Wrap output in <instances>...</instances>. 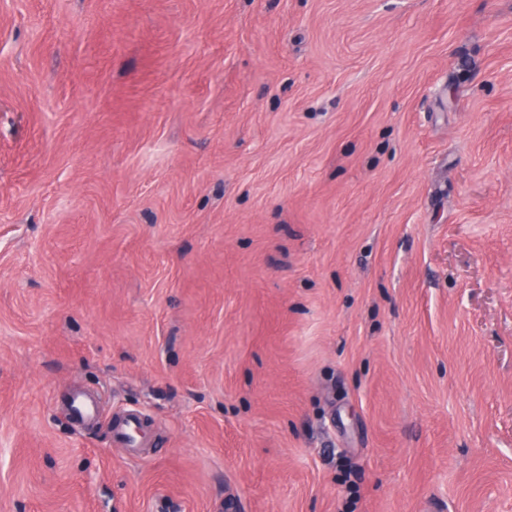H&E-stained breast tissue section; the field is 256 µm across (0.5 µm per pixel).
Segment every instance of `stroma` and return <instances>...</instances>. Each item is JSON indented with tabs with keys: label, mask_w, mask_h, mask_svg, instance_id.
Wrapping results in <instances>:
<instances>
[{
	"label": "stroma",
	"mask_w": 512,
	"mask_h": 512,
	"mask_svg": "<svg viewBox=\"0 0 512 512\" xmlns=\"http://www.w3.org/2000/svg\"><path fill=\"white\" fill-rule=\"evenodd\" d=\"M0 512H512V0H0ZM68 417L78 428L92 431L101 424L98 401L90 393L74 391L67 402ZM146 422L144 415L137 410H129L121 417L111 420L109 429L112 444L127 448L130 457H137L138 453L134 448L140 445Z\"/></svg>",
	"instance_id": "obj_1"
}]
</instances>
